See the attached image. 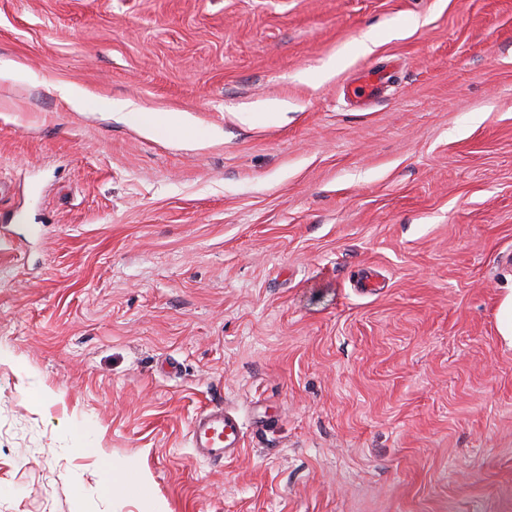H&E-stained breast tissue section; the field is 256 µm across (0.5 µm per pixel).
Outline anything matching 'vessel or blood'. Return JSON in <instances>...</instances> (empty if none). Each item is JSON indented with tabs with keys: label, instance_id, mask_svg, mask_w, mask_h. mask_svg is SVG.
<instances>
[{
	"label": "vessel or blood",
	"instance_id": "vessel-or-blood-1",
	"mask_svg": "<svg viewBox=\"0 0 512 512\" xmlns=\"http://www.w3.org/2000/svg\"><path fill=\"white\" fill-rule=\"evenodd\" d=\"M196 453L209 460L236 458L241 451L242 430L237 419L220 408L201 412L190 427Z\"/></svg>",
	"mask_w": 512,
	"mask_h": 512
}]
</instances>
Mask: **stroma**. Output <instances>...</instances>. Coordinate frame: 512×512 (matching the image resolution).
I'll return each mask as SVG.
<instances>
[{
    "instance_id": "obj_1",
    "label": "stroma",
    "mask_w": 512,
    "mask_h": 512,
    "mask_svg": "<svg viewBox=\"0 0 512 512\" xmlns=\"http://www.w3.org/2000/svg\"><path fill=\"white\" fill-rule=\"evenodd\" d=\"M1 62L0 512H512V0H0ZM59 96L74 109L94 108L104 112L109 118L120 121L133 120L140 131L147 136L167 134L178 145L191 146L202 141L203 134L184 112H135L138 110L132 101L105 99L92 102L86 92L79 87L61 85L56 87ZM190 437L196 453L209 460H231L241 451L240 424L223 408L205 410L196 416L190 427Z\"/></svg>"
}]
</instances>
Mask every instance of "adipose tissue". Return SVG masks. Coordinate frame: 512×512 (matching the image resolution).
<instances>
[{
  "instance_id": "1",
  "label": "adipose tissue",
  "mask_w": 512,
  "mask_h": 512,
  "mask_svg": "<svg viewBox=\"0 0 512 512\" xmlns=\"http://www.w3.org/2000/svg\"><path fill=\"white\" fill-rule=\"evenodd\" d=\"M57 92L75 109L92 107L120 121H135L140 131L151 137L165 134L181 146L195 145L203 139L198 127L182 112H141L134 102L123 99H105L94 103L84 90L70 85L58 86Z\"/></svg>"
}]
</instances>
